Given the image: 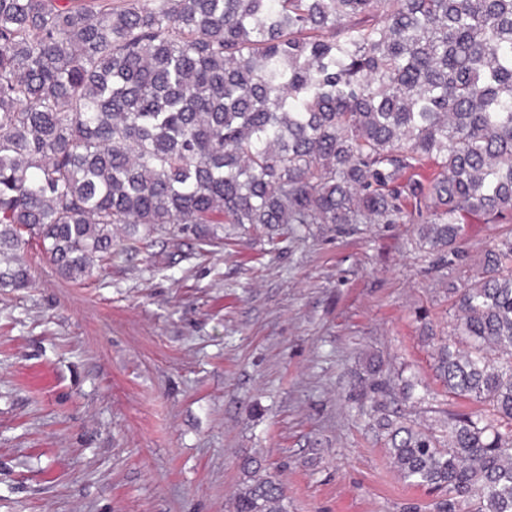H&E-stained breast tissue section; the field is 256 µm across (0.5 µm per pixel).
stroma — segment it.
I'll return each instance as SVG.
<instances>
[{
  "mask_svg": "<svg viewBox=\"0 0 512 512\" xmlns=\"http://www.w3.org/2000/svg\"><path fill=\"white\" fill-rule=\"evenodd\" d=\"M464 222L443 267L411 224H307L272 247L188 234L64 279L30 238L0 288V512H234L243 464L288 512H437L394 468L362 394L372 364L408 423L472 412L432 368L448 290L511 230Z\"/></svg>",
  "mask_w": 512,
  "mask_h": 512,
  "instance_id": "obj_1",
  "label": "stroma"
}]
</instances>
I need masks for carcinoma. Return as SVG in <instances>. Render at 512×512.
<instances>
[{"mask_svg":"<svg viewBox=\"0 0 512 512\" xmlns=\"http://www.w3.org/2000/svg\"><path fill=\"white\" fill-rule=\"evenodd\" d=\"M477 214L512 224V0H0V288L25 232L86 280L174 225L417 224L451 265ZM449 293L435 368L482 408L438 434L364 394L441 512H512V231ZM251 465L235 512H288Z\"/></svg>","mask_w":512,"mask_h":512,"instance_id":"1","label":"carcinoma"}]
</instances>
